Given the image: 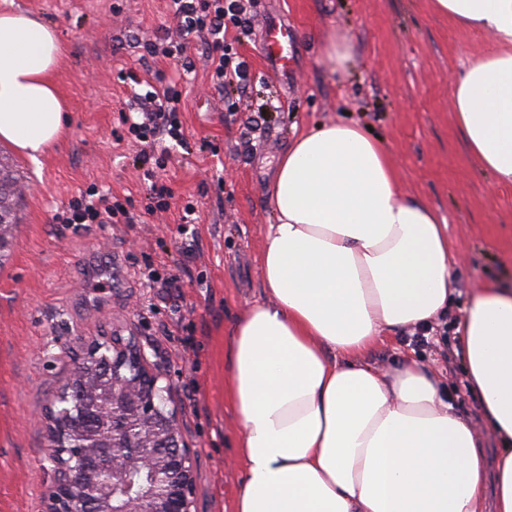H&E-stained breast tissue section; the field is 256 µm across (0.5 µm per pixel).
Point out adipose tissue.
<instances>
[{
    "mask_svg": "<svg viewBox=\"0 0 512 512\" xmlns=\"http://www.w3.org/2000/svg\"><path fill=\"white\" fill-rule=\"evenodd\" d=\"M493 42L455 76L467 151L512 184V0H431ZM54 29L0 13V141L32 164L61 137ZM264 301L229 328L224 402L245 479L234 512H512V284L473 288L456 355L495 439L493 457L439 375L366 356L388 332L452 305L448 227L405 196L387 147L331 121L296 136L269 187Z\"/></svg>",
    "mask_w": 512,
    "mask_h": 512,
    "instance_id": "adipose-tissue-1",
    "label": "adipose tissue"
}]
</instances>
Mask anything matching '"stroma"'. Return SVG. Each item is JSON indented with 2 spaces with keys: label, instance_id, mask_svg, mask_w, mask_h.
I'll return each instance as SVG.
<instances>
[{
  "label": "stroma",
  "instance_id": "1",
  "mask_svg": "<svg viewBox=\"0 0 512 512\" xmlns=\"http://www.w3.org/2000/svg\"><path fill=\"white\" fill-rule=\"evenodd\" d=\"M252 24L226 41L250 66L246 91L216 89L206 48L186 60L146 56L172 24L167 0H0L53 26L64 48L54 81L67 133L34 166L0 142L16 227L0 260V512H46L53 481L47 412L72 357L94 340L133 336L173 387L185 441L196 452L197 512H233L244 472L238 425L224 406V331L264 298L260 255L275 217L267 185L295 135L321 122L370 126L386 144L405 195L447 219L455 288L512 275V187H495L467 154L453 121L451 77L491 43L435 12L430 0H249ZM287 25L294 67L280 76L260 53L265 25ZM346 35L352 57L332 72L320 46ZM191 62L182 92L184 146L156 180L174 198L147 214L134 144L112 130L134 71L156 81ZM111 190L132 224H57L55 213L90 185ZM194 200L197 220L182 223ZM453 336L419 343L385 337L367 356L381 371L403 356L440 370L459 413L480 426Z\"/></svg>",
  "mask_w": 512,
  "mask_h": 512
}]
</instances>
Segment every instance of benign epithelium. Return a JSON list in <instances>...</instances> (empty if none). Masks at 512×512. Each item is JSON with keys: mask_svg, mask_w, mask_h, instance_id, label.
<instances>
[{"mask_svg": "<svg viewBox=\"0 0 512 512\" xmlns=\"http://www.w3.org/2000/svg\"><path fill=\"white\" fill-rule=\"evenodd\" d=\"M107 350L112 384L93 366ZM79 361L92 407L112 401V439L89 429L70 444L69 389L48 412L54 482L47 512H195V454L184 441L173 389L134 338L114 336Z\"/></svg>", "mask_w": 512, "mask_h": 512, "instance_id": "1", "label": "benign epithelium"}]
</instances>
